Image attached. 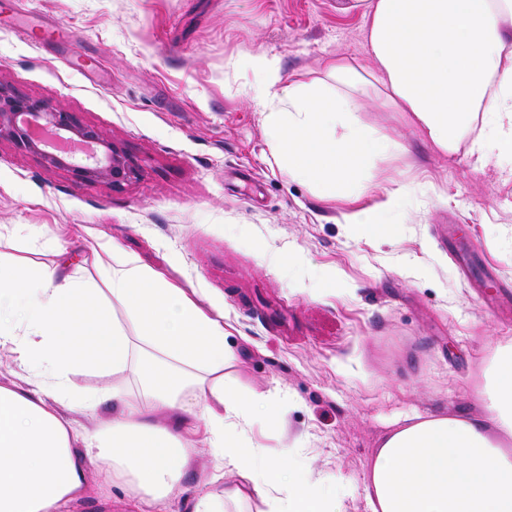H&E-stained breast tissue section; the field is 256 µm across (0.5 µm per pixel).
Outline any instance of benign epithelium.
<instances>
[{
  "label": "benign epithelium",
  "mask_w": 512,
  "mask_h": 512,
  "mask_svg": "<svg viewBox=\"0 0 512 512\" xmlns=\"http://www.w3.org/2000/svg\"><path fill=\"white\" fill-rule=\"evenodd\" d=\"M40 156L76 184L102 182L121 190L137 180L140 165L98 129L47 101L20 97L0 84V142Z\"/></svg>",
  "instance_id": "benign-epithelium-1"
}]
</instances>
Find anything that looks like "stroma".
Listing matches in <instances>:
<instances>
[{
	"label": "stroma",
	"mask_w": 512,
	"mask_h": 512,
	"mask_svg": "<svg viewBox=\"0 0 512 512\" xmlns=\"http://www.w3.org/2000/svg\"><path fill=\"white\" fill-rule=\"evenodd\" d=\"M365 0H0V83L49 101L142 164L115 190L0 143V256L52 263L49 237L80 258L112 242L141 265L224 308L243 396L272 395L288 429L254 426L268 457L296 460L346 487L341 512H368L364 475L406 418L481 415L474 394L492 349L512 343V176L466 150L436 151L404 113L362 101L359 117L402 149L373 175L406 189L397 239L360 235L349 206L321 198L274 159L233 62L267 53L286 82L325 59L374 62ZM67 25L68 41L33 34ZM28 235L15 238L14 225ZM490 273L464 277L449 234ZM335 280L323 289L324 280ZM200 449L166 505L192 512L218 494Z\"/></svg>",
	"instance_id": "1"
}]
</instances>
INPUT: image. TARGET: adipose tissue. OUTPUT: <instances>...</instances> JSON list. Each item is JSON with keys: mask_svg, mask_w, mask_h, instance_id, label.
<instances>
[{"mask_svg": "<svg viewBox=\"0 0 512 512\" xmlns=\"http://www.w3.org/2000/svg\"><path fill=\"white\" fill-rule=\"evenodd\" d=\"M366 42L375 63L366 73L339 56L323 77L285 84L276 57L236 65L254 75L246 97L281 169L351 203L361 235L392 240L405 191L370 177L400 145L361 123L360 101L406 113L442 154L464 147L512 173V0H370ZM368 194L375 204L361 205ZM50 248V265L0 257V349L24 371L0 385V512H65L89 494L92 468L101 487L120 480L162 503L202 445L224 490L198 496L193 512L253 496L266 512H334L324 478L243 443L254 424L283 427L285 411L267 395L243 397L223 309L114 246L94 252L96 280L60 242ZM118 306L132 326L116 319ZM82 373L112 384L79 387ZM477 398L484 416L409 418L385 436L364 479L371 512H512V345L496 347Z\"/></svg>", "mask_w": 512, "mask_h": 512, "instance_id": "ef3b65f1", "label": "adipose tissue"}]
</instances>
